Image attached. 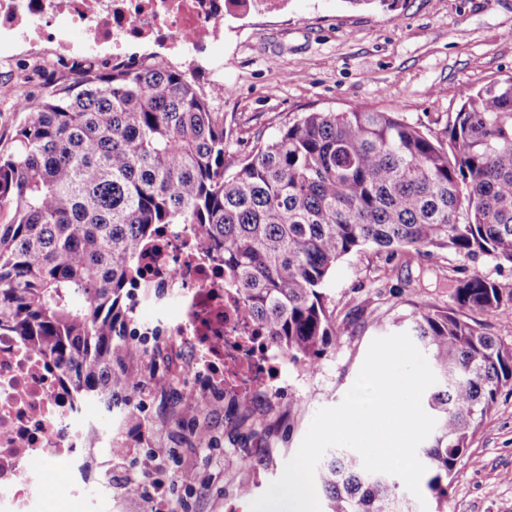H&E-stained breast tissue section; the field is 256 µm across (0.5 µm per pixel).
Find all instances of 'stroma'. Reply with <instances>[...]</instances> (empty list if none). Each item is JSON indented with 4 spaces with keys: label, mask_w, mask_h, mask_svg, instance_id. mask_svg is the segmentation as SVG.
<instances>
[{
    "label": "stroma",
    "mask_w": 512,
    "mask_h": 512,
    "mask_svg": "<svg viewBox=\"0 0 512 512\" xmlns=\"http://www.w3.org/2000/svg\"><path fill=\"white\" fill-rule=\"evenodd\" d=\"M187 73L224 115V165L238 170L256 141L275 138L303 113L371 108L398 112L443 134L463 89L512 76V0H395L351 8L346 0H288L285 10L226 18L224 39L210 44ZM475 272L503 283L512 270L483 257L441 250L394 260L368 246L339 260L326 285L336 338L299 389L282 388L263 411L228 406L223 392L186 415L198 387L181 371L196 354L179 342H147L143 392L119 397L112 411L87 400L88 413L112 427L125 448L163 454L176 489L168 512H236L239 485L260 496L283 473L318 410L341 403L373 339L394 334L392 321L427 300L448 305V280ZM401 286L395 298L378 284ZM78 469L82 496L69 494L65 465L46 469L55 493L44 512H151L120 488L149 483L144 470L119 471L101 440L89 441ZM446 512H512V394L503 395L456 465Z\"/></svg>",
    "instance_id": "1"
}]
</instances>
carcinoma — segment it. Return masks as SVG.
I'll use <instances>...</instances> for the list:
<instances>
[{
	"label": "carcinoma",
	"instance_id": "obj_1",
	"mask_svg": "<svg viewBox=\"0 0 512 512\" xmlns=\"http://www.w3.org/2000/svg\"><path fill=\"white\" fill-rule=\"evenodd\" d=\"M22 114L0 149V335L67 373L77 400L134 390L147 352L126 338L125 298L139 257L166 225L190 224L240 289L243 317L288 359L314 365L336 335L323 287L344 256L373 245L452 250L512 269V76L464 90L448 142L397 112H305L225 173L224 113L185 73L148 54L87 73ZM410 330L439 379L436 426L421 462L437 502L470 440L512 393V347L479 316L512 311V284L475 272L450 280ZM84 303L76 306L75 297ZM315 481L325 512H417L393 476L344 449Z\"/></svg>",
	"mask_w": 512,
	"mask_h": 512
}]
</instances>
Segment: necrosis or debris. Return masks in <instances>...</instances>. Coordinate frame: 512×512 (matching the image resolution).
Returning <instances> with one entry per match:
<instances>
[{"label": "necrosis or debris", "mask_w": 512, "mask_h": 512, "mask_svg": "<svg viewBox=\"0 0 512 512\" xmlns=\"http://www.w3.org/2000/svg\"><path fill=\"white\" fill-rule=\"evenodd\" d=\"M284 0H0V55L61 49L55 64L79 77L99 61L137 59L139 50L173 55L203 51L224 37L226 17L276 9ZM186 224L166 226L141 260L144 277L133 310L145 303L175 315L138 323L136 336L180 339L199 356L188 369L202 389L224 400L268 403L275 385L306 377L309 367L288 360L271 337L240 314V294L214 255L197 250ZM109 435L74 402L61 371L11 336H0V512H40L45 486L25 477L27 463L73 464L90 433Z\"/></svg>", "instance_id": "necrosis-or-debris-1"}]
</instances>
